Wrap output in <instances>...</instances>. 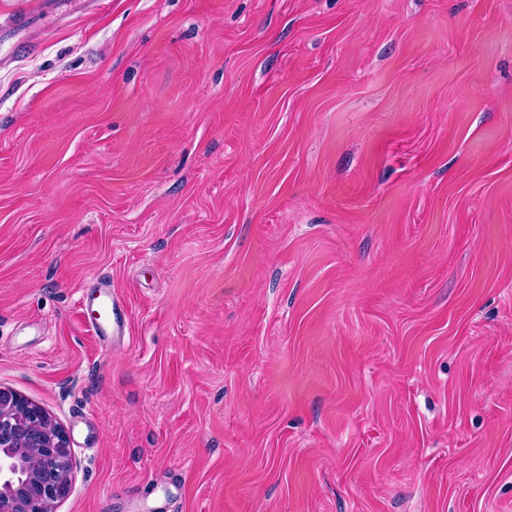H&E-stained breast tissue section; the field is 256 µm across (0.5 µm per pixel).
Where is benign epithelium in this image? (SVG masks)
Masks as SVG:
<instances>
[{
  "mask_svg": "<svg viewBox=\"0 0 512 512\" xmlns=\"http://www.w3.org/2000/svg\"><path fill=\"white\" fill-rule=\"evenodd\" d=\"M63 427L40 405L0 386V512H53L72 487Z\"/></svg>",
  "mask_w": 512,
  "mask_h": 512,
  "instance_id": "obj_1",
  "label": "benign epithelium"
}]
</instances>
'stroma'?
Returning <instances> with one entry per match:
<instances>
[{
	"mask_svg": "<svg viewBox=\"0 0 512 512\" xmlns=\"http://www.w3.org/2000/svg\"><path fill=\"white\" fill-rule=\"evenodd\" d=\"M0 385L55 512H512V0H0ZM99 284L100 292L94 298L97 315L88 321L89 329L102 344L107 336H112V343H124L129 334L128 327L112 295V280L102 277L99 278ZM69 448L44 408L0 386V512H53L72 487Z\"/></svg>",
	"mask_w": 512,
	"mask_h": 512,
	"instance_id": "obj_1",
	"label": "stroma"
}]
</instances>
